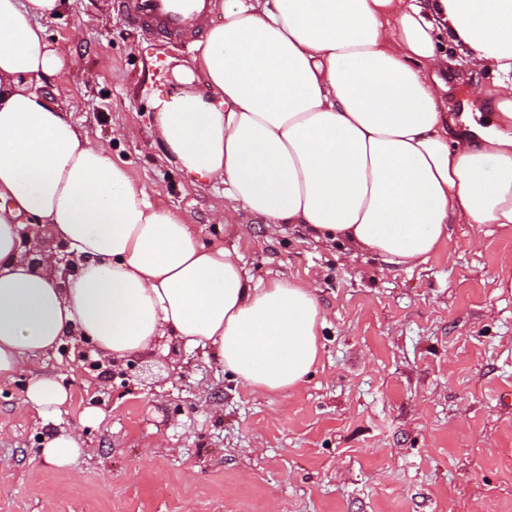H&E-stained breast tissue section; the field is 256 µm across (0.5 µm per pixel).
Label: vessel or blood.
<instances>
[{"instance_id":"b4317fda","label":"vessel or blood","mask_w":512,"mask_h":512,"mask_svg":"<svg viewBox=\"0 0 512 512\" xmlns=\"http://www.w3.org/2000/svg\"><path fill=\"white\" fill-rule=\"evenodd\" d=\"M122 23L167 39L197 34L195 19L209 9V0H118Z\"/></svg>"}]
</instances>
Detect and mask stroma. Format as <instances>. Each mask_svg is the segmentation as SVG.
Masks as SVG:
<instances>
[{
    "mask_svg": "<svg viewBox=\"0 0 512 512\" xmlns=\"http://www.w3.org/2000/svg\"><path fill=\"white\" fill-rule=\"evenodd\" d=\"M112 2L62 0L46 21L72 46L55 97L100 138L128 129L113 160L204 242L237 247L255 279L314 283L320 356L298 387L260 395L174 339L114 361L65 337L0 386V512H512V227L454 225L408 268L291 226L270 234L244 210L211 223L223 188L180 172L154 124V98L193 47L122 25ZM448 57L456 82L439 108L488 126L493 75ZM36 371L70 395L48 426L22 402ZM52 429L80 437L68 468L40 454Z\"/></svg>",
    "mask_w": 512,
    "mask_h": 512,
    "instance_id": "obj_1",
    "label": "stroma"
}]
</instances>
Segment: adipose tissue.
Masks as SVG:
<instances>
[{"mask_svg":"<svg viewBox=\"0 0 512 512\" xmlns=\"http://www.w3.org/2000/svg\"><path fill=\"white\" fill-rule=\"evenodd\" d=\"M61 0H0V383L63 337L121 360L175 338L215 349L256 393L299 386L319 357L312 285L255 281L236 250L205 244L185 216L113 161L108 144L47 92L68 42L42 25ZM192 66L156 97L166 156L223 184L269 228L302 226L415 266L456 224H512V0H222ZM499 76L495 123L455 129L436 105L445 50ZM203 72L210 94L192 88ZM494 175H487V164ZM40 225L78 261L30 253ZM69 394L36 374L25 404L53 421Z\"/></svg>","mask_w":512,"mask_h":512,"instance_id":"1","label":"adipose tissue"}]
</instances>
